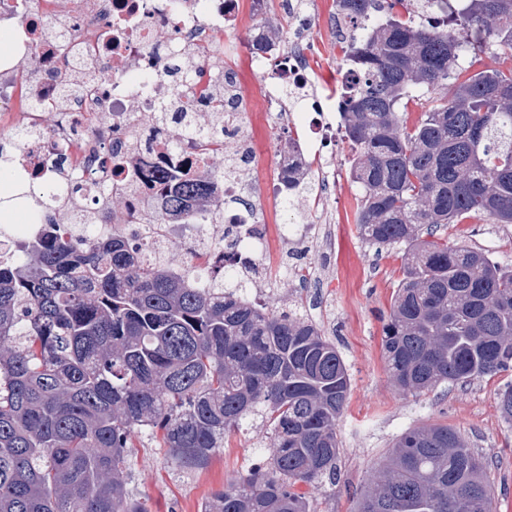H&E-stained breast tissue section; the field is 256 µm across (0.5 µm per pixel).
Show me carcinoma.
Listing matches in <instances>:
<instances>
[{
	"instance_id": "carcinoma-1",
	"label": "carcinoma",
	"mask_w": 512,
	"mask_h": 512,
	"mask_svg": "<svg viewBox=\"0 0 512 512\" xmlns=\"http://www.w3.org/2000/svg\"><path fill=\"white\" fill-rule=\"evenodd\" d=\"M336 0V15L380 23L358 41L336 33L346 72L341 127L360 188L361 238L405 246L403 279L383 318L394 386L420 394L512 370V264L434 230L466 218L512 224V67L460 79L471 51L512 54V0ZM210 126L186 112L181 136ZM423 99L408 124L412 97ZM311 164H288L293 204ZM209 167L178 184L153 218L220 217ZM35 224L82 186L14 183ZM105 206L78 236L48 229L0 251V512H147L129 488L135 440L149 437L186 472L206 469L229 434L266 429L265 461L206 497L200 512H312L299 486L336 482L337 427L350 375L321 328L288 307L270 315L249 283L212 263L179 276L162 246L100 236ZM485 463L453 429L415 427L394 443L357 512H494Z\"/></svg>"
}]
</instances>
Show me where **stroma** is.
Here are the masks:
<instances>
[{
  "label": "stroma",
  "mask_w": 512,
  "mask_h": 512,
  "mask_svg": "<svg viewBox=\"0 0 512 512\" xmlns=\"http://www.w3.org/2000/svg\"><path fill=\"white\" fill-rule=\"evenodd\" d=\"M309 34L312 51L307 70L319 97L333 94L342 81V52L332 27L335 0H312ZM260 19L242 10L232 36L241 43L232 60L242 89L255 93L264 76L250 59L247 46ZM257 148L264 154L268 170L281 162L279 146L289 133L308 138L311 130L301 118L279 124L265 121L261 113H249ZM351 153L347 142H336L323 150L322 160L313 162L315 174L329 170L336 186L310 198L302 212L279 210L273 218L288 223H324L336 228L330 246L309 241L283 252L285 277L276 284L254 290L255 298L267 301L277 313L297 303L336 345L349 369L351 386L339 424L341 458L335 484L306 486L313 512H354L361 489L371 483L383 457L395 440L408 429L443 425L456 430L487 466L494 492L495 512H512V423L499 413V392L512 383V371L468 384H442L419 395L401 394L389 378L380 351L381 317L403 278L402 247H376L362 240L354 222L355 199L360 192L348 178ZM437 234L512 264V224H490L468 218L438 228ZM308 269L311 285L298 287L291 271ZM262 431L251 429L230 436L210 466L200 472L178 469L153 442L137 448L130 487L145 502L148 512H199L211 491L238 476L261 455Z\"/></svg>",
  "instance_id": "obj_1"
}]
</instances>
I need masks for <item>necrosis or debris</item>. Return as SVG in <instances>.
<instances>
[{
    "label": "necrosis or debris",
    "instance_id": "1",
    "mask_svg": "<svg viewBox=\"0 0 512 512\" xmlns=\"http://www.w3.org/2000/svg\"><path fill=\"white\" fill-rule=\"evenodd\" d=\"M240 0H66L49 8L47 0H0V29L13 36L9 54L0 57V112L18 103L12 128L24 132L13 158L18 178L53 181L57 171L82 169L92 179H106L112 195L135 204L142 221H150L158 207L160 178L166 172L194 175L211 153L209 147L186 140L172 147L178 125L158 126L154 112L195 110L200 96L216 73L211 63L216 37L239 21ZM78 37H71V30ZM189 54L191 79H177L169 70L173 48ZM311 42L302 29L262 49L252 47L257 64L275 59L278 69L265 83L258 100L239 96L233 127L224 144L240 159L236 175L225 177L216 191L230 203L222 223L208 215L183 224L164 225L158 239L181 245L189 265L203 262L201 248L214 235L225 237L224 265L233 267L240 255L254 263L244 271L251 284L275 277L280 271L274 242L303 243L314 238V224H278L263 231L266 214L254 201L281 203L279 175L268 173L254 154L247 131L248 111L259 108L285 116L283 89L312 96L313 83L303 60ZM49 58L48 66L27 67L31 56ZM93 67L94 85L58 107L48 97L51 72H72L77 64ZM136 125H129V116ZM135 135H128V127Z\"/></svg>",
    "mask_w": 512,
    "mask_h": 512
}]
</instances>
